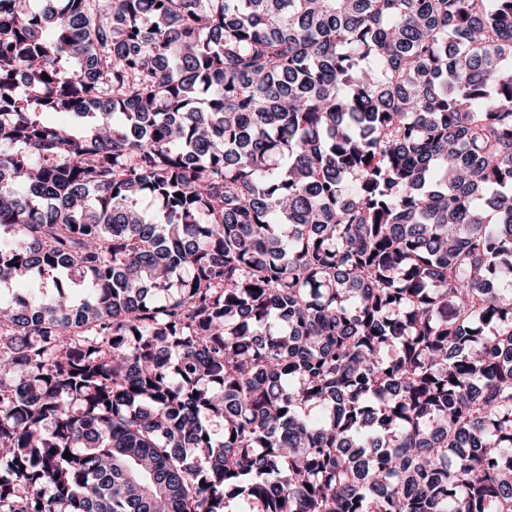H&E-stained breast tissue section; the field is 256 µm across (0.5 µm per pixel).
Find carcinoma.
<instances>
[{
    "instance_id": "1",
    "label": "carcinoma",
    "mask_w": 512,
    "mask_h": 512,
    "mask_svg": "<svg viewBox=\"0 0 512 512\" xmlns=\"http://www.w3.org/2000/svg\"><path fill=\"white\" fill-rule=\"evenodd\" d=\"M235 502L512 512V0H0V512Z\"/></svg>"
}]
</instances>
